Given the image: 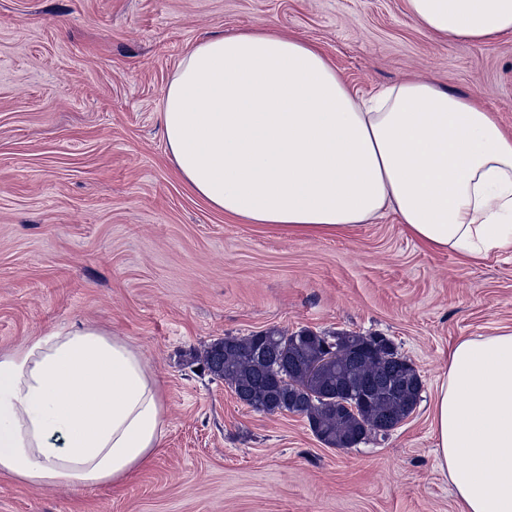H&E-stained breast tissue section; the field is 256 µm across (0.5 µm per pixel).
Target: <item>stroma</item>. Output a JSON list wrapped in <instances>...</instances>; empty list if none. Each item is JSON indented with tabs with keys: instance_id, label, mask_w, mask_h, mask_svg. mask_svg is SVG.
Instances as JSON below:
<instances>
[{
	"instance_id": "stroma-1",
	"label": "stroma",
	"mask_w": 512,
	"mask_h": 512,
	"mask_svg": "<svg viewBox=\"0 0 512 512\" xmlns=\"http://www.w3.org/2000/svg\"><path fill=\"white\" fill-rule=\"evenodd\" d=\"M253 28L317 45L367 95L407 78L475 95L512 133V33L441 42L406 0H0V350L106 328L144 353L167 424L117 486L0 474V512H457L431 405L459 338L512 331V253L428 250L391 213L293 235L196 195L163 92L195 42ZM269 329L388 337L421 376L415 410L349 449L253 410L205 352Z\"/></svg>"
}]
</instances>
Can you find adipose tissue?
Wrapping results in <instances>:
<instances>
[{
	"label": "adipose tissue",
	"mask_w": 512,
	"mask_h": 512,
	"mask_svg": "<svg viewBox=\"0 0 512 512\" xmlns=\"http://www.w3.org/2000/svg\"><path fill=\"white\" fill-rule=\"evenodd\" d=\"M439 41L512 32V0H407ZM181 177L247 224L325 235L392 211L425 248L512 252V135L472 94L405 80L355 94L315 45L263 30L197 41L165 88ZM460 512H512V332L461 338L433 406ZM166 436L161 382L128 339L86 322L0 351V474L117 484Z\"/></svg>",
	"instance_id": "1"
}]
</instances>
